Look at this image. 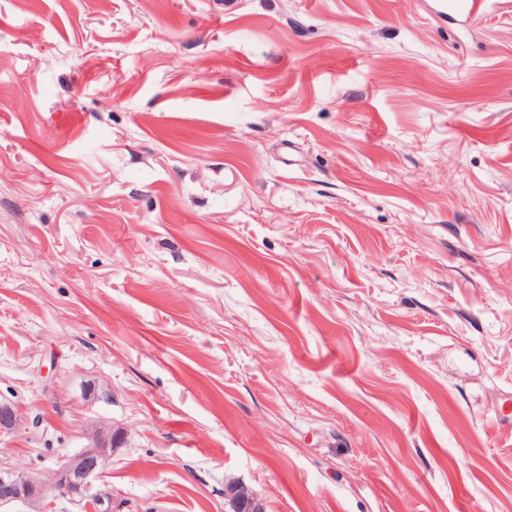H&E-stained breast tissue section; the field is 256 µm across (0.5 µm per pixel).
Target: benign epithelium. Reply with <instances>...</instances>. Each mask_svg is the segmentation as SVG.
<instances>
[{
    "instance_id": "7a95c632",
    "label": "benign epithelium",
    "mask_w": 512,
    "mask_h": 512,
    "mask_svg": "<svg viewBox=\"0 0 512 512\" xmlns=\"http://www.w3.org/2000/svg\"><path fill=\"white\" fill-rule=\"evenodd\" d=\"M23 420L11 401H0V437L13 435L21 430ZM119 441L118 434L110 429L98 430L91 443L79 453L62 458L50 480L45 481L34 473L21 472L0 465V508L16 503L44 502L48 510L52 502L48 492L70 498L80 506L84 501H97L99 512H112V494L96 489L95 481L103 473L108 451ZM233 512H260V507L245 491L233 490Z\"/></svg>"
}]
</instances>
